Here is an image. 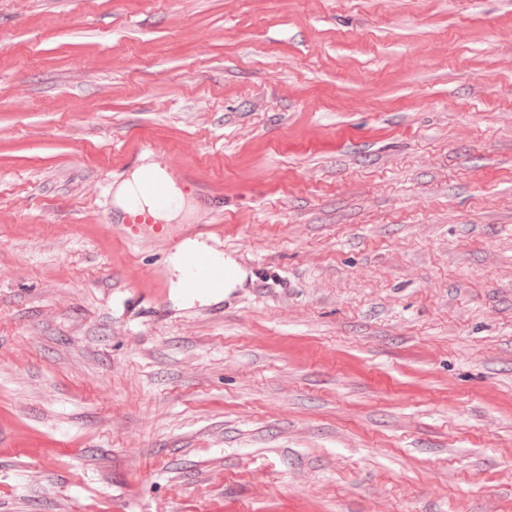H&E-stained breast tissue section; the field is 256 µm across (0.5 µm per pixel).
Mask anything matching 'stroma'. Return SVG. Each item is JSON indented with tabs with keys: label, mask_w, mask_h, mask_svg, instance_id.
I'll return each mask as SVG.
<instances>
[{
	"label": "stroma",
	"mask_w": 512,
	"mask_h": 512,
	"mask_svg": "<svg viewBox=\"0 0 512 512\" xmlns=\"http://www.w3.org/2000/svg\"><path fill=\"white\" fill-rule=\"evenodd\" d=\"M0 512H512V0H0ZM143 169H153L159 173L163 172L153 156L145 154L140 167L134 169L130 178L116 186L113 193V204L116 209L122 212L129 211L132 206H150L151 197V210L149 208H144L143 210L133 208L129 214L125 215V220L122 221L121 226L129 243L134 242L145 231H150L157 238H165L167 236L166 225L154 224L157 223L154 215L157 212L166 210L171 205L170 184L172 182L180 183L185 188L193 189L206 196L198 180L193 175L183 170L167 167V176L165 178L152 170L142 172L141 182L148 189L149 197L140 182L139 174ZM207 235L213 244V252L197 253L208 251L205 243L196 239H187L183 242L182 248L169 257V264L172 270L178 273L176 274V281L173 282V288H176L181 298L187 302H204L210 298L220 296L224 294V289L235 288L241 279V272L231 259H225L223 262L217 260L214 256V253L221 251L224 247L222 240L224 239L223 225H214L212 229L208 231ZM185 252L188 253L184 254ZM224 263L227 264L231 273L235 274V277L221 287L224 288L223 291L211 297H192L206 296L214 291L220 284L224 283L230 275ZM183 269L187 288L184 286ZM182 288H184L186 294L191 296L185 295L182 292Z\"/></svg>",
	"instance_id": "obj_1"
}]
</instances>
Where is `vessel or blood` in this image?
Wrapping results in <instances>:
<instances>
[{"label": "vessel or blood", "instance_id": "b4317fda", "mask_svg": "<svg viewBox=\"0 0 512 512\" xmlns=\"http://www.w3.org/2000/svg\"><path fill=\"white\" fill-rule=\"evenodd\" d=\"M141 182L148 189L152 206L134 209L126 214L122 227L128 241H135L143 232H151L155 237H166L165 225L156 223L157 212L166 210L172 201L170 186L174 183L196 190L200 184L190 173L183 170L167 169L165 175L147 170L141 174ZM208 236L214 250L210 253L189 252L183 256V269L186 292L191 296H205L214 291L229 276V270L215 257L216 251L223 248L224 227L217 224L210 229Z\"/></svg>", "mask_w": 512, "mask_h": 512}]
</instances>
